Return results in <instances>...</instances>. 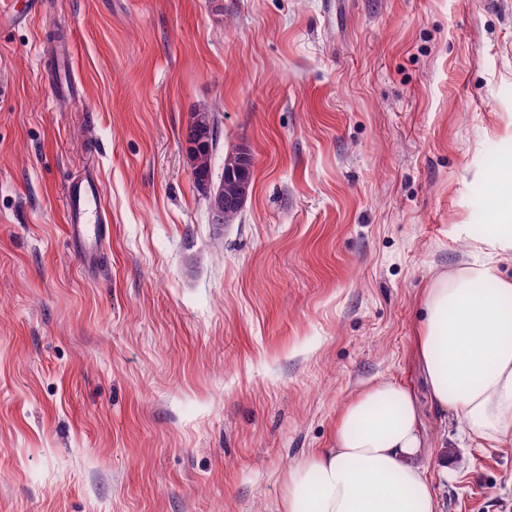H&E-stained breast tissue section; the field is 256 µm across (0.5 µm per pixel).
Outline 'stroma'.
<instances>
[{"mask_svg": "<svg viewBox=\"0 0 512 512\" xmlns=\"http://www.w3.org/2000/svg\"><path fill=\"white\" fill-rule=\"evenodd\" d=\"M204 105L213 178L253 153L236 224L193 183ZM508 159L512 0H45L0 22V512H278L288 468L390 377L447 461L441 512H512V443L466 440L417 344ZM91 164L112 254L88 275L62 190Z\"/></svg>", "mask_w": 512, "mask_h": 512, "instance_id": "stroma-1", "label": "stroma"}]
</instances>
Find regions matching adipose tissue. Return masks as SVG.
Returning <instances> with one entry per match:
<instances>
[{"label": "adipose tissue", "instance_id": "adipose-tissue-1", "mask_svg": "<svg viewBox=\"0 0 512 512\" xmlns=\"http://www.w3.org/2000/svg\"><path fill=\"white\" fill-rule=\"evenodd\" d=\"M497 223L474 248L490 262L434 275L422 299L418 340L438 407L459 417L469 441L512 439V281L496 264L512 258V167L492 173ZM415 402L396 379L360 391L336 415L329 447L310 451L285 478L280 512H440Z\"/></svg>", "mask_w": 512, "mask_h": 512}]
</instances>
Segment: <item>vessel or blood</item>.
<instances>
[{
    "instance_id": "vessel-or-blood-1",
    "label": "vessel or blood",
    "mask_w": 512,
    "mask_h": 512,
    "mask_svg": "<svg viewBox=\"0 0 512 512\" xmlns=\"http://www.w3.org/2000/svg\"><path fill=\"white\" fill-rule=\"evenodd\" d=\"M66 236L70 248L78 253L85 272H93L107 263L102 242L111 239L112 226L102 209L99 179L84 174L64 187Z\"/></svg>"
}]
</instances>
